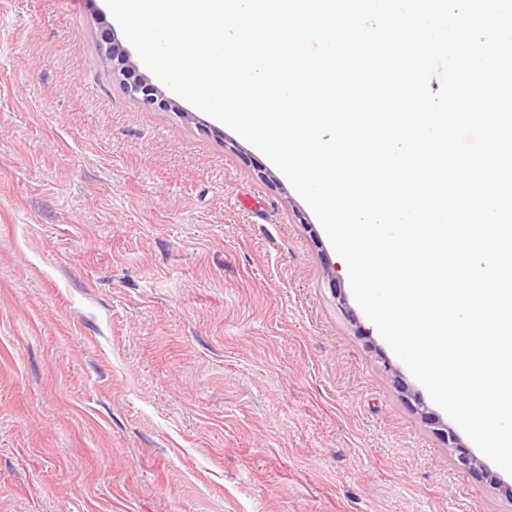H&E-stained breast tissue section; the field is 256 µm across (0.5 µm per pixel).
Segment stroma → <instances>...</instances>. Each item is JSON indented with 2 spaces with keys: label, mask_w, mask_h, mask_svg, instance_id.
Returning <instances> with one entry per match:
<instances>
[{
  "label": "stroma",
  "mask_w": 512,
  "mask_h": 512,
  "mask_svg": "<svg viewBox=\"0 0 512 512\" xmlns=\"http://www.w3.org/2000/svg\"><path fill=\"white\" fill-rule=\"evenodd\" d=\"M107 34L0 0V512H512L284 174ZM129 78L124 79L123 85L133 95V98L151 107L167 108L171 105L172 101L164 98L146 78H135L132 81H129ZM441 434L444 437V439L448 441V445H451V447L456 448V465L459 468L465 470L476 471L477 460L465 446L458 442L456 434L452 430L447 428L441 429Z\"/></svg>",
  "instance_id": "35a3bbf8"
}]
</instances>
